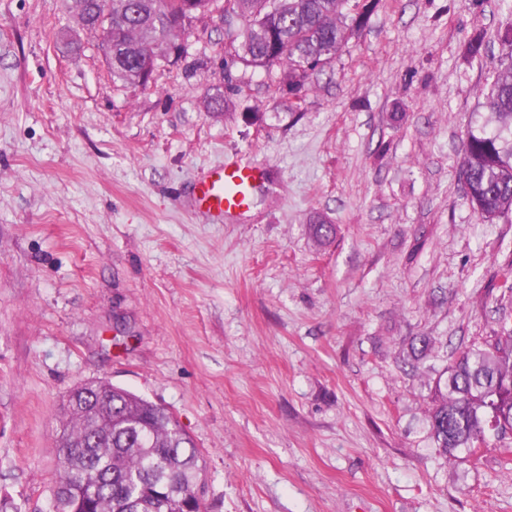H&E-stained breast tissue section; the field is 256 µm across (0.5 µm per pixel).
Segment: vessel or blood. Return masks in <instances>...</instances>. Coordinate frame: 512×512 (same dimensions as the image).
Instances as JSON below:
<instances>
[{
    "mask_svg": "<svg viewBox=\"0 0 512 512\" xmlns=\"http://www.w3.org/2000/svg\"><path fill=\"white\" fill-rule=\"evenodd\" d=\"M263 176V166L249 159L209 169L195 182L192 202L213 222L222 223L225 216L249 208Z\"/></svg>",
    "mask_w": 512,
    "mask_h": 512,
    "instance_id": "vessel-or-blood-1",
    "label": "vessel or blood"
}]
</instances>
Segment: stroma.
<instances>
[{
  "label": "stroma",
  "mask_w": 512,
  "mask_h": 512,
  "mask_svg": "<svg viewBox=\"0 0 512 512\" xmlns=\"http://www.w3.org/2000/svg\"><path fill=\"white\" fill-rule=\"evenodd\" d=\"M507 22L377 0L297 101L225 66L217 18L143 86L66 0H0V512H50L60 407L96 378L173 413L205 512H512V436L448 457L430 420L459 353L512 329V223L458 175ZM240 157L267 190L213 223L189 192Z\"/></svg>",
  "instance_id": "35a3bbf8"
}]
</instances>
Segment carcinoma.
<instances>
[{
	"label": "carcinoma",
	"mask_w": 512,
	"mask_h": 512,
	"mask_svg": "<svg viewBox=\"0 0 512 512\" xmlns=\"http://www.w3.org/2000/svg\"><path fill=\"white\" fill-rule=\"evenodd\" d=\"M101 0H75L87 29L104 24ZM218 0H112V78L147 84L160 62L182 48L179 36ZM376 0H224L226 22L240 23L225 54L230 64L283 69L290 92L303 98L314 71L331 67L347 33L365 26ZM508 52L494 60V81L481 107L490 119L468 126L459 178L481 221L512 220V25L500 34ZM319 243L336 225L318 215ZM56 436L61 469L54 512H181L204 470L203 457L173 414L104 381L74 388ZM512 428V329L463 351L448 369L432 411L438 448L486 443L489 416Z\"/></svg>",
	"instance_id": "carcinoma-1"
}]
</instances>
